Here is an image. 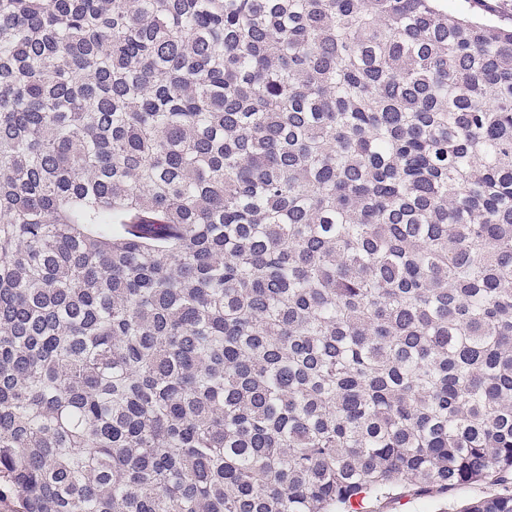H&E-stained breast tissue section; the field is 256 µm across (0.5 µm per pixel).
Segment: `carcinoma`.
Listing matches in <instances>:
<instances>
[{"label": "carcinoma", "mask_w": 512, "mask_h": 512, "mask_svg": "<svg viewBox=\"0 0 512 512\" xmlns=\"http://www.w3.org/2000/svg\"><path fill=\"white\" fill-rule=\"evenodd\" d=\"M481 481L512 484V25L0 0L14 512H356Z\"/></svg>", "instance_id": "cac0c4a2"}]
</instances>
